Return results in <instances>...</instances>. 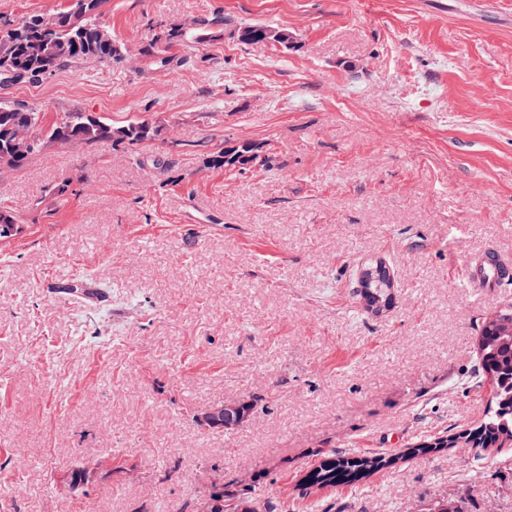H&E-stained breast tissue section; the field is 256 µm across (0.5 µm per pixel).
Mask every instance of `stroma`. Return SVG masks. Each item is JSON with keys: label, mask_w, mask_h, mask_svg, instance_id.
Returning a JSON list of instances; mask_svg holds the SVG:
<instances>
[{"label": "stroma", "mask_w": 512, "mask_h": 512, "mask_svg": "<svg viewBox=\"0 0 512 512\" xmlns=\"http://www.w3.org/2000/svg\"><path fill=\"white\" fill-rule=\"evenodd\" d=\"M224 15L228 33L156 68V20ZM127 63L0 84L55 120L146 117L157 140L50 145L0 170L30 231L0 248V491L12 512H183L247 477L288 512H512V449L448 448L297 500L318 451H404L475 426L476 325L512 303L462 286L492 243L512 254V0H109ZM288 29L249 46L232 27ZM252 142L268 165L206 168ZM163 155L170 168L140 164ZM70 180L73 194L51 188ZM384 259L393 301L364 314L352 270ZM82 281L89 299L60 285ZM253 398L230 432L196 419ZM122 454L67 493L81 456ZM178 466L180 476L159 480Z\"/></svg>", "instance_id": "1"}]
</instances>
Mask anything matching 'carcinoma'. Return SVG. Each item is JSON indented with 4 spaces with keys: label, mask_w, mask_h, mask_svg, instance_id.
<instances>
[{
    "label": "carcinoma",
    "mask_w": 512,
    "mask_h": 512,
    "mask_svg": "<svg viewBox=\"0 0 512 512\" xmlns=\"http://www.w3.org/2000/svg\"><path fill=\"white\" fill-rule=\"evenodd\" d=\"M109 0H69L68 5L57 10V18L48 24L43 13L35 12L14 23L0 20V71L14 72L21 82L43 78L46 74L70 63L95 62L116 66L126 61L124 44L110 37L105 39L100 31L105 27L102 16ZM224 30V18H200L193 26L159 22L151 38L140 48L139 54L150 58L158 67L174 62L167 55L168 49L201 43L214 30ZM237 40L245 45L265 40L271 45L288 47L293 36L288 30L267 23H250L238 28ZM30 129L37 137L33 150L8 164L19 170L38 154L48 143L68 145L80 143L86 147L106 142L124 144L132 150L150 143L159 136L158 126L146 118H136L121 126H114L99 115L88 112H65L49 123L45 113L36 107L0 101V152L10 144L21 129ZM267 164L258 146L243 142L235 145L221 144L214 148L207 160V168L233 171L249 165ZM12 224L14 233L0 234V245L21 237L27 225L20 223L17 215L7 209L0 210V225ZM378 263L365 264L358 273L354 293L367 313L378 314L390 305L393 278L389 270L380 275L365 274ZM500 320L494 323L482 320L477 331V363L470 377L473 386L486 391L489 406L483 420L474 428L457 434L442 435L416 443L402 453L377 452L358 456H327L320 458L301 479L300 491L353 484L371 474L389 468L404 460L439 452L448 442L467 448H509L512 446V334L507 332L512 323V306L499 312ZM283 503L262 494L247 491L225 494L224 486H213L208 497L207 512H282Z\"/></svg>",
    "instance_id": "obj_1"
}]
</instances>
